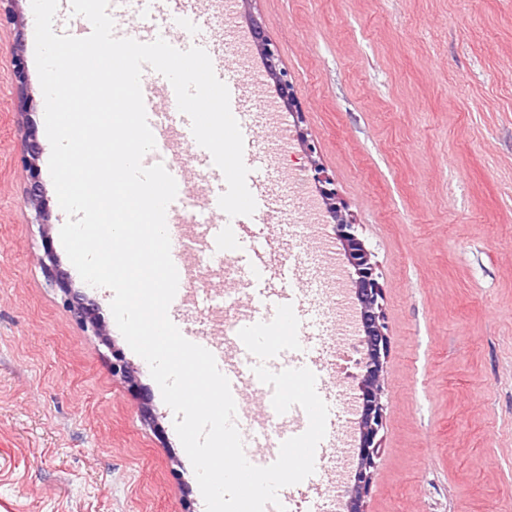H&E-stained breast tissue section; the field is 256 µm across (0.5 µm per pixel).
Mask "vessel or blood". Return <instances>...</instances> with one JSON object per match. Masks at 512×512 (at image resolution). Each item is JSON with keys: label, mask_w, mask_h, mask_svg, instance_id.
<instances>
[{"label": "vessel or blood", "mask_w": 512, "mask_h": 512, "mask_svg": "<svg viewBox=\"0 0 512 512\" xmlns=\"http://www.w3.org/2000/svg\"><path fill=\"white\" fill-rule=\"evenodd\" d=\"M131 2L132 0H112L113 17L125 22L124 28L118 31L119 37H129L144 43L151 42L153 36L149 30L127 23ZM148 2L161 15L187 16L193 19L198 33L192 38L181 40L179 47L184 50L197 46L209 54L216 76L229 89L230 108L238 115V123L244 138V163L246 166H253V125L256 116L273 111L272 99H254L249 91L248 79L230 74L225 69L221 47L200 33L204 23L198 0ZM155 83L154 74L147 73L141 78L147 119L156 141L155 148L143 158L144 166L164 164L174 179H182L183 167L167 158L172 143L176 142L196 162L201 180L213 186L217 192H224V176L214 165L210 153L194 139L191 121L178 110L175 94H168L165 103H158ZM247 185L256 201V209L252 215L197 225L194 236L189 239L181 234L178 225H168L171 257L179 275L178 290L169 307V317L177 320L178 312L185 303L189 292L187 254L196 247L217 260L226 261L237 273L242 290L255 294V303L239 314L234 323L225 328L221 337L204 335L198 328L188 323H180L179 326L180 332L187 340L205 347L214 355L219 370L230 383L234 400L238 401L242 399L245 391L259 390L263 387L253 371L258 359L244 346L238 336L239 330L258 322L271 321L279 305L293 306L296 316L301 319L298 329L301 347L281 352L269 359L267 366L274 372L305 367L315 373L317 392L329 407L326 438L319 443L315 453V466L320 469L325 465L330 441L336 436L341 413L327 375L329 363L321 357L317 347L314 324L304 318L308 306L313 303L312 292L302 287L298 277L301 259L291 253H283L278 241L265 233L277 210V197L263 189L255 176H248ZM235 424L244 444L246 458L257 466H267L271 463L269 457L263 456V449L271 447L273 442H282L289 437L285 431L272 436L265 431L254 429L248 415L241 410L235 415Z\"/></svg>", "instance_id": "vessel-or-blood-1"}]
</instances>
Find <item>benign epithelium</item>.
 Instances as JSON below:
<instances>
[{
  "label": "benign epithelium",
  "instance_id": "1",
  "mask_svg": "<svg viewBox=\"0 0 512 512\" xmlns=\"http://www.w3.org/2000/svg\"><path fill=\"white\" fill-rule=\"evenodd\" d=\"M249 38V46L261 57L265 74L274 82L281 104L295 117L297 140L304 154L309 158L308 180L315 184L325 212L334 222L336 239L341 244L348 264L353 268V271L348 273V277L352 294L359 305V331L362 344V358L359 362L362 374L357 396L360 418L355 438L354 461L348 471L347 482L343 486L341 496L346 498V512H366L364 501L371 487L375 458L378 457L381 446L378 435L384 423L385 405L382 402L384 372L390 353V340L386 333L385 316L380 303L383 299V288L378 281L370 251L358 238L355 224L345 214L346 204L337 192L333 178L314 158L316 146L308 139L304 129L300 128L304 112L294 83L288 78V72L281 67L277 47L267 38L263 27L255 20L252 21ZM10 55L11 68L8 72V80L22 90L21 96L15 102V108L28 116L35 111L36 101L26 91L28 82L26 59L18 45L10 49ZM40 151L37 128L29 120L22 144L21 164L27 179V203L35 212V223L45 231L50 227V214L41 168L38 164ZM42 264L48 280L62 292L64 305L76 321L111 350L112 376L122 380L130 393L137 394L140 384L136 371L121 351L112 345L97 303L75 293L71 288L68 278L59 269L57 256L47 234L44 235Z\"/></svg>",
  "mask_w": 512,
  "mask_h": 512
}]
</instances>
